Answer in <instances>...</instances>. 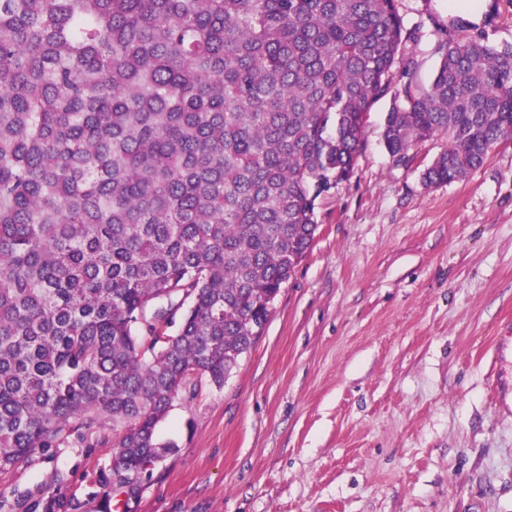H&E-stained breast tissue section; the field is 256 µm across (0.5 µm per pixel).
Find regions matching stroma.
<instances>
[{
  "instance_id": "35a3bbf8",
  "label": "stroma",
  "mask_w": 512,
  "mask_h": 512,
  "mask_svg": "<svg viewBox=\"0 0 512 512\" xmlns=\"http://www.w3.org/2000/svg\"><path fill=\"white\" fill-rule=\"evenodd\" d=\"M376 103L350 181L320 198L310 252L223 387L190 379L156 426L172 452L136 491L88 483L106 448L33 455L0 512L58 486L67 512H512V141L426 186L447 143L407 166Z\"/></svg>"
}]
</instances>
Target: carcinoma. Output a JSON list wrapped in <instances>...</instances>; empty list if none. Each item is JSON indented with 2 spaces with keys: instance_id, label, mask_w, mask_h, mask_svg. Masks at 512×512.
Masks as SVG:
<instances>
[{
  "instance_id": "obj_1",
  "label": "carcinoma",
  "mask_w": 512,
  "mask_h": 512,
  "mask_svg": "<svg viewBox=\"0 0 512 512\" xmlns=\"http://www.w3.org/2000/svg\"><path fill=\"white\" fill-rule=\"evenodd\" d=\"M397 2L0 0L1 474L70 445L117 448L120 478L169 453L156 424L260 337L379 101L395 162L448 139L427 185L512 139L497 4L433 21L423 87Z\"/></svg>"
}]
</instances>
